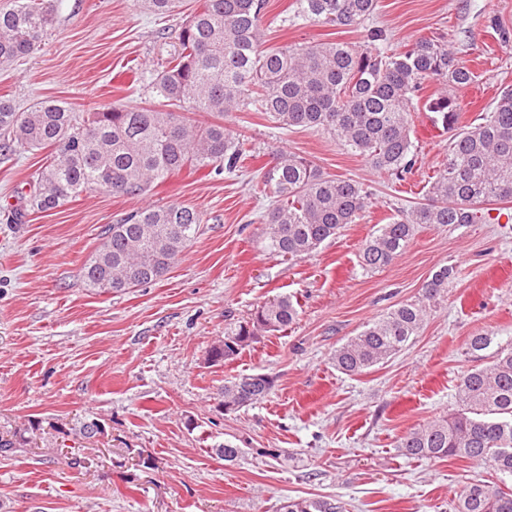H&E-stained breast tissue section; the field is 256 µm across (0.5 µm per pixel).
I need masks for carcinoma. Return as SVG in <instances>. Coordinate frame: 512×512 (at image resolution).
Here are the masks:
<instances>
[{"mask_svg":"<svg viewBox=\"0 0 512 512\" xmlns=\"http://www.w3.org/2000/svg\"><path fill=\"white\" fill-rule=\"evenodd\" d=\"M157 15L171 14L183 0H139ZM378 0H294L283 22L318 21L357 29ZM267 0H197L173 49L151 76L154 104L114 106L78 117L54 101L25 112L0 99V148L17 145L49 150L29 195L30 206L47 212L83 192L135 196L184 169L232 174L251 157L244 142L222 122L190 123L176 109L189 100L197 111L224 116L249 107L278 129H311L335 138L381 174L401 181L416 163L412 113L436 114L452 131L448 155L428 182L424 201L378 225L362 244L360 266L383 269L407 250L419 224H487L483 205L512 202V86L498 88L488 110L462 122L460 91L475 73L439 37H420L402 49L386 45L381 29L364 43L307 42L260 50ZM52 18L44 0H11L0 8V66L32 53ZM437 90L421 95L426 82ZM260 193L276 199L263 218L270 250L306 257L334 240L347 224L364 217L371 192L353 179L323 175L311 161L280 152L260 169ZM203 217L181 204L145 207L107 225L97 250L81 268L84 284L119 293L164 277L196 238ZM453 268L429 276L419 296L402 302L339 346L336 369L361 375L400 352L422 329L431 307L448 291ZM298 303L280 295L256 308L249 320L211 347L218 361H232L267 332H286L298 318ZM472 355L491 350L488 363L473 366L456 386L457 412L404 436L406 455L429 460L490 463L512 478V339L475 334ZM273 381L243 374L224 383V410L252 405L271 392ZM16 434L0 437V455L23 447ZM283 512H346L327 498L290 500ZM456 512H512V488L476 482L459 496Z\"/></svg>","mask_w":512,"mask_h":512,"instance_id":"obj_1","label":"carcinoma"}]
</instances>
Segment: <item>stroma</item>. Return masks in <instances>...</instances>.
I'll return each instance as SVG.
<instances>
[{"instance_id": "stroma-1", "label": "stroma", "mask_w": 512, "mask_h": 512, "mask_svg": "<svg viewBox=\"0 0 512 512\" xmlns=\"http://www.w3.org/2000/svg\"><path fill=\"white\" fill-rule=\"evenodd\" d=\"M293 0H268L262 48L306 41L357 44L364 29L336 32L277 18ZM40 47L0 69V96L17 110L55 101L76 114L141 107L152 98L130 68L153 71L184 14L165 18L138 0H49ZM512 0H379L373 19L394 45L442 35L476 74L461 93L464 120L512 84ZM418 161L399 182L375 172L331 136L274 128L248 109L225 115L255 158L234 175L182 170L140 196L88 191L16 225L8 214L30 192L45 151L0 150V433L29 443L0 457V512H280L290 499L342 501L347 512H453L469 482L494 479L486 464L404 454L401 438L456 409L458 377L476 360L469 338H512V224H421L406 252L375 273L359 252L396 208L422 201L448 152L450 134L430 113L413 115ZM286 150L326 176L373 194L366 217L304 258L270 252L257 170ZM179 203L203 224L163 279L118 294L87 288L83 263L106 225L144 206ZM448 295L419 336L361 376L337 371L332 353L368 321L415 299L441 266ZM297 299L288 333L261 337L235 360L214 362L212 345L275 296ZM265 373L262 401L223 408L225 380ZM98 419L102 434L80 427ZM241 454L227 462L224 441Z\"/></svg>"}]
</instances>
